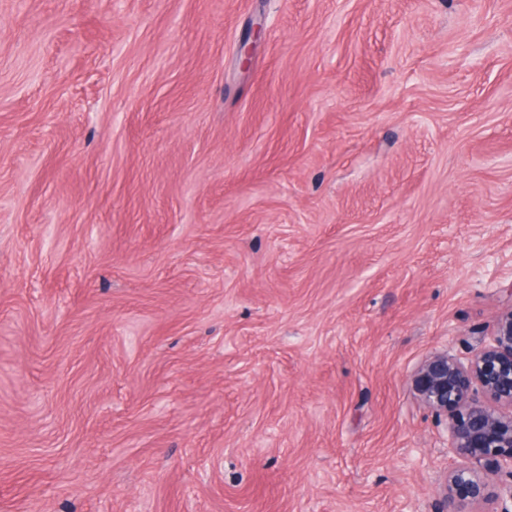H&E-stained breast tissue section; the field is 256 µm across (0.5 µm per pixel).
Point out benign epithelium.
<instances>
[{"label":"benign epithelium","instance_id":"obj_1","mask_svg":"<svg viewBox=\"0 0 512 512\" xmlns=\"http://www.w3.org/2000/svg\"><path fill=\"white\" fill-rule=\"evenodd\" d=\"M410 380L420 403L446 416L448 450L465 460L442 486L446 512L481 503L484 512H512V307L469 357L433 353Z\"/></svg>","mask_w":512,"mask_h":512}]
</instances>
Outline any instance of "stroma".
<instances>
[{"label": "stroma", "instance_id": "1", "mask_svg": "<svg viewBox=\"0 0 512 512\" xmlns=\"http://www.w3.org/2000/svg\"><path fill=\"white\" fill-rule=\"evenodd\" d=\"M510 305L512 0H0V512H441Z\"/></svg>", "mask_w": 512, "mask_h": 512}]
</instances>
